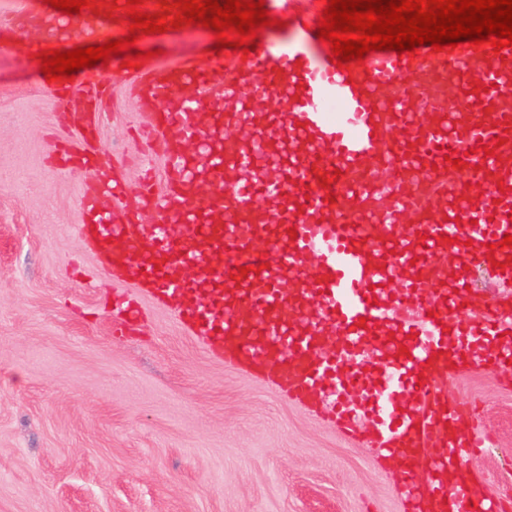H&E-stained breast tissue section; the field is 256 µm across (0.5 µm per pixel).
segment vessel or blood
<instances>
[{
    "instance_id": "b4317fda",
    "label": "vessel or blood",
    "mask_w": 512,
    "mask_h": 512,
    "mask_svg": "<svg viewBox=\"0 0 512 512\" xmlns=\"http://www.w3.org/2000/svg\"><path fill=\"white\" fill-rule=\"evenodd\" d=\"M264 2L286 25L275 50L203 63L172 47L136 69L138 120L168 179L165 194L147 181L135 190L163 221L118 217L133 189L92 178L78 237L136 288L115 302L126 333L146 318L142 300L168 308L211 357L366 440L376 463H399L404 512H500L473 490L469 451L487 436L445 385L490 366L512 376V301L464 323L448 310L472 302V267L499 262L512 282V48L426 44L413 59L380 50L340 68L317 37L326 0ZM81 20L20 17L37 38L0 51L26 66ZM478 82L480 104L449 108L447 92ZM105 83L86 78L74 98L79 135L54 140L58 169L98 166Z\"/></svg>"
}]
</instances>
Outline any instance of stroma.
I'll list each match as a JSON object with an SVG mask.
<instances>
[{"mask_svg": "<svg viewBox=\"0 0 512 512\" xmlns=\"http://www.w3.org/2000/svg\"><path fill=\"white\" fill-rule=\"evenodd\" d=\"M206 29L142 37L151 51L190 46ZM107 80L99 158L137 184L142 159L127 70ZM70 127L37 64L0 54V512H402L394 472L365 443L255 376L213 359L171 312L121 336L112 308L132 293L76 235L82 172L51 168L50 141ZM489 439L471 461L512 512V387L489 371L449 380Z\"/></svg>", "mask_w": 512, "mask_h": 512, "instance_id": "1", "label": "stroma"}]
</instances>
